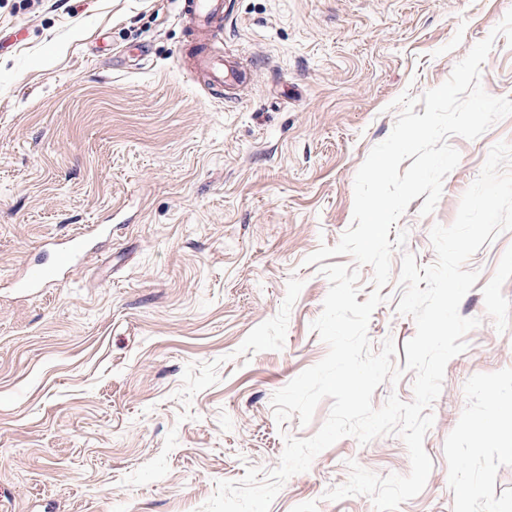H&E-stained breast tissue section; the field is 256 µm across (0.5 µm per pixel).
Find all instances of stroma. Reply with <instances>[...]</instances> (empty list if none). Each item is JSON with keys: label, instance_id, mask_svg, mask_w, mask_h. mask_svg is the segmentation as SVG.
Here are the masks:
<instances>
[{"label": "stroma", "instance_id": "obj_1", "mask_svg": "<svg viewBox=\"0 0 512 512\" xmlns=\"http://www.w3.org/2000/svg\"><path fill=\"white\" fill-rule=\"evenodd\" d=\"M184 0H0V512H199L218 481L268 474L285 437L271 399L327 353L311 324L330 283L306 258L352 223L354 179L390 134L402 94L421 97L512 9V0H230L214 45L251 64L215 95L191 77ZM481 66L490 95L512 98V46L493 37ZM512 145V116L474 140L432 214L400 218L373 350L397 347V383L372 396L413 399L398 314L403 253L435 262L490 149ZM107 222L56 287L9 279L51 262L77 225ZM462 299L479 324L449 360L424 438L433 467L398 512H512V231L472 256ZM405 475L398 434L351 436L290 477L269 512H374L364 495L325 493L350 463Z\"/></svg>", "mask_w": 512, "mask_h": 512}]
</instances>
